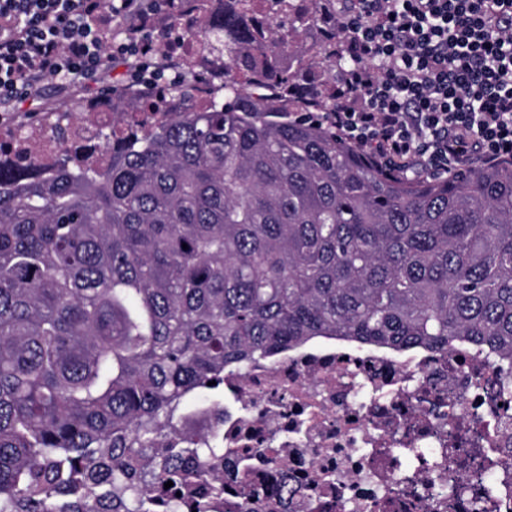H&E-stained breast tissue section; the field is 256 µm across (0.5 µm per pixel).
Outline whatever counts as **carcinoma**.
Segmentation results:
<instances>
[{"instance_id":"cac0c4a2","label":"carcinoma","mask_w":512,"mask_h":512,"mask_svg":"<svg viewBox=\"0 0 512 512\" xmlns=\"http://www.w3.org/2000/svg\"><path fill=\"white\" fill-rule=\"evenodd\" d=\"M216 2L194 37L239 79L209 108L0 161V512H152L222 452L178 444L224 370L322 338L512 355V160L385 175L293 118L329 110L283 65L315 15Z\"/></svg>"}]
</instances>
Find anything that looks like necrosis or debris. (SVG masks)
<instances>
[{
    "label": "necrosis or debris",
    "mask_w": 512,
    "mask_h": 512,
    "mask_svg": "<svg viewBox=\"0 0 512 512\" xmlns=\"http://www.w3.org/2000/svg\"><path fill=\"white\" fill-rule=\"evenodd\" d=\"M109 115L80 120L54 112L44 121L0 120V159L42 168L80 154L100 156ZM192 435L219 434L226 492L211 512H236L253 490L288 476L289 512H512V357L459 344L402 355L325 339L224 373V414L202 415ZM453 447L452 475L439 472ZM498 472H481L485 455Z\"/></svg>",
    "instance_id": "1"
}]
</instances>
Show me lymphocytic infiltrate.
<instances>
[{
  "label": "lymphocytic infiltrate",
  "instance_id": "1",
  "mask_svg": "<svg viewBox=\"0 0 512 512\" xmlns=\"http://www.w3.org/2000/svg\"><path fill=\"white\" fill-rule=\"evenodd\" d=\"M168 0H0V114L44 80L62 92L127 61V82L183 74L172 38L147 27ZM321 38L343 60L326 124L386 174L441 177L512 159V0H321ZM136 18L109 42L114 16Z\"/></svg>",
  "mask_w": 512,
  "mask_h": 512
}]
</instances>
